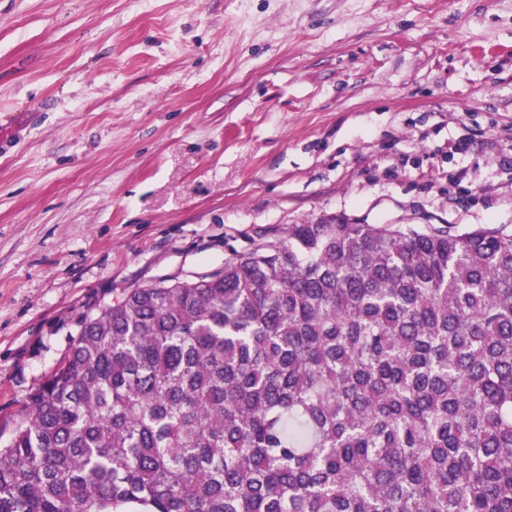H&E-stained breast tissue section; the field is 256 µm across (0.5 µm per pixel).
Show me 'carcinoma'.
<instances>
[{
	"mask_svg": "<svg viewBox=\"0 0 512 512\" xmlns=\"http://www.w3.org/2000/svg\"><path fill=\"white\" fill-rule=\"evenodd\" d=\"M512 512V231L290 224L84 319L0 512Z\"/></svg>",
	"mask_w": 512,
	"mask_h": 512,
	"instance_id": "obj_1",
	"label": "carcinoma"
}]
</instances>
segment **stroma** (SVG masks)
Segmentation results:
<instances>
[{
	"label": "stroma",
	"mask_w": 512,
	"mask_h": 512,
	"mask_svg": "<svg viewBox=\"0 0 512 512\" xmlns=\"http://www.w3.org/2000/svg\"><path fill=\"white\" fill-rule=\"evenodd\" d=\"M0 446L86 316L291 224L512 228V0H0ZM35 112H25L14 118L10 125L0 128V155L7 153L12 147L19 132L35 118Z\"/></svg>",
	"instance_id": "stroma-1"
}]
</instances>
